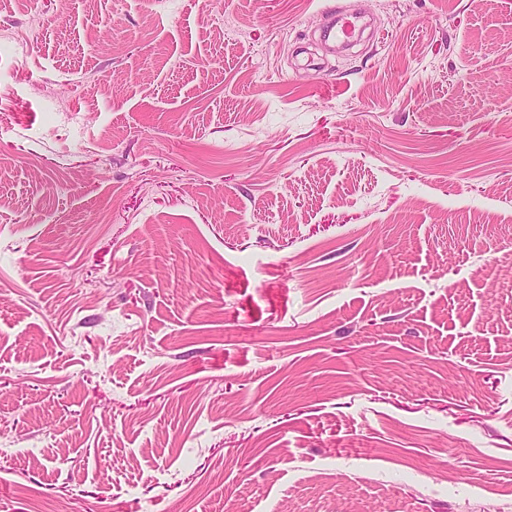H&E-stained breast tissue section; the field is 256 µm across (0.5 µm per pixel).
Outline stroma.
Returning <instances> with one entry per match:
<instances>
[{"label":"stroma","mask_w":512,"mask_h":512,"mask_svg":"<svg viewBox=\"0 0 512 512\" xmlns=\"http://www.w3.org/2000/svg\"><path fill=\"white\" fill-rule=\"evenodd\" d=\"M0 512H512V0H0Z\"/></svg>","instance_id":"obj_1"}]
</instances>
